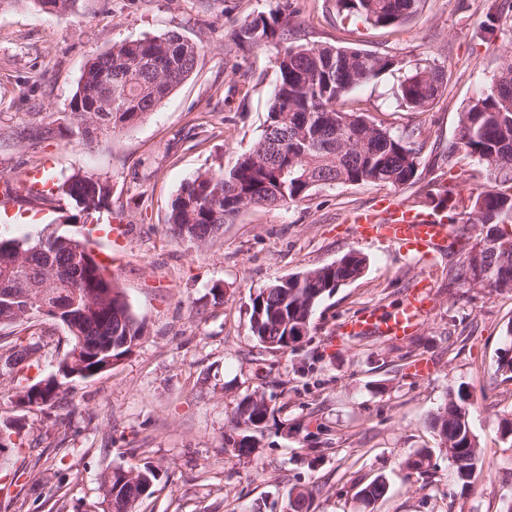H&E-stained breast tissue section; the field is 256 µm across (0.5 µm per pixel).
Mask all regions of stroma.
<instances>
[{"label":"stroma","mask_w":512,"mask_h":512,"mask_svg":"<svg viewBox=\"0 0 512 512\" xmlns=\"http://www.w3.org/2000/svg\"><path fill=\"white\" fill-rule=\"evenodd\" d=\"M294 9L291 40L349 46L444 70L448 84L431 106H399L396 75L385 73L350 98L370 119L415 129V183L399 198L425 209L455 175L440 155L455 144L462 112L512 54V0H498L493 41L477 44L489 0H422L404 24L383 29L339 16L333 0H73L62 14L32 0L0 6V131L66 118L85 67L112 45L176 32L199 48L192 74L137 124L85 145L69 133L0 143V179L24 189L36 169L63 180L107 179L98 226H126L121 241L97 234L143 333L111 369L66 378L60 399L23 408L0 378V423L20 420L22 447L0 456V512H103V474L149 464L160 477L136 512H284L293 488L312 491L309 512H512V292L461 288L448 281L447 252L424 261L383 241H357L350 218L387 189L320 186L290 207L257 208L203 246L174 238L170 205L182 184L227 168L260 139L277 83L279 47L242 52L236 29L284 2ZM73 204L61 197L0 206L1 238L66 231ZM367 258L364 274L325 298L296 348L272 350L249 329L256 290L278 278L339 260ZM435 303L404 339L365 335L336 340V327L364 310L396 306L421 279ZM40 365L57 374L66 333L37 319ZM473 391L472 430L485 466L462 488L447 450L429 428L449 389ZM261 393L273 413L248 458L224 438L237 404ZM428 449L418 475L402 462ZM388 490L372 508L358 491L376 477Z\"/></svg>","instance_id":"stroma-1"}]
</instances>
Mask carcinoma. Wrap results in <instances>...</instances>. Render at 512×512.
I'll list each match as a JSON object with an SVG mask.
<instances>
[{
	"label": "carcinoma",
	"instance_id": "1",
	"mask_svg": "<svg viewBox=\"0 0 512 512\" xmlns=\"http://www.w3.org/2000/svg\"><path fill=\"white\" fill-rule=\"evenodd\" d=\"M421 0H335L336 11L358 16L375 27H397L417 12ZM498 5L489 7L479 32L483 42L495 32ZM280 10L259 13L236 32L238 45L254 48L278 41V79L270 103L263 134L253 148L236 159L228 169L205 171L187 181L172 200L168 224L173 234L190 243L203 245L219 234L224 225L250 208L289 207L310 195L322 182L336 184H376L399 187L413 182L419 166L418 151L412 147L414 132L394 133L364 113L351 107L348 94L386 72L407 70L395 95L400 104L425 109L445 90L444 71L419 64L408 67L405 60L370 51L323 45H294ZM199 49L179 34L115 44L99 54L82 74L70 101L67 131L82 142L132 125L152 112L174 88L195 69ZM112 78V105L101 103L103 79ZM55 129H16L10 140L47 139ZM457 151L478 158L491 177L490 185L470 189L473 205L467 223L478 233L466 249L463 260L448 268L454 284L468 286L475 277L470 256L481 248L484 287L512 292V60L507 59L492 84L469 105L460 119ZM55 191L74 204L83 217L88 205L94 211L105 206L111 188L107 180L92 175H72ZM432 209L448 210V220L456 221L458 200L454 189L436 195ZM50 233L33 241L0 238V327L13 329L16 339L9 349L19 356L8 377L14 397L26 406L50 405L59 395L58 387L34 393L27 384L28 372L39 361L25 359L38 343L26 341L32 324L11 313V301L3 298L7 288H29L42 305L70 316L79 335L87 343L110 346L108 357L118 358L129 351L127 339L142 335V325L132 312L112 311V299L121 294L98 260L76 266L73 253L88 245L82 230ZM366 268V258L352 250L339 261L277 280L251 295L249 325L252 336L270 349H284L290 327L302 323L311 327L316 307L341 285L358 279ZM56 281L53 296L39 297L44 281ZM99 289L103 300L96 312H83L75 305V293ZM245 396L232 420L233 434L226 439L237 458L254 452L253 431L263 427L271 409L249 403ZM472 392L464 385L448 392L443 411L430 420L437 435L455 442L458 454L466 457L468 479H458L462 487L474 484L482 470L476 438L472 430ZM115 498L133 512L141 499L140 486H117ZM387 485L377 478L361 488L362 503L373 505L384 498Z\"/></svg>",
	"mask_w": 512,
	"mask_h": 512
}]
</instances>
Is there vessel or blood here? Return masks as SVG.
Returning a JSON list of instances; mask_svg holds the SVG:
<instances>
[{
  "label": "vessel or blood",
  "instance_id": "vessel-or-blood-1",
  "mask_svg": "<svg viewBox=\"0 0 512 512\" xmlns=\"http://www.w3.org/2000/svg\"><path fill=\"white\" fill-rule=\"evenodd\" d=\"M353 230L359 241L385 240L399 253L421 259L431 258L456 239L446 213L426 211L394 196L382 198L374 209L356 214ZM427 287V282L418 283L390 315L372 309L345 321L340 334L352 337L371 332L392 339L408 336L428 312Z\"/></svg>",
  "mask_w": 512,
  "mask_h": 512
}]
</instances>
